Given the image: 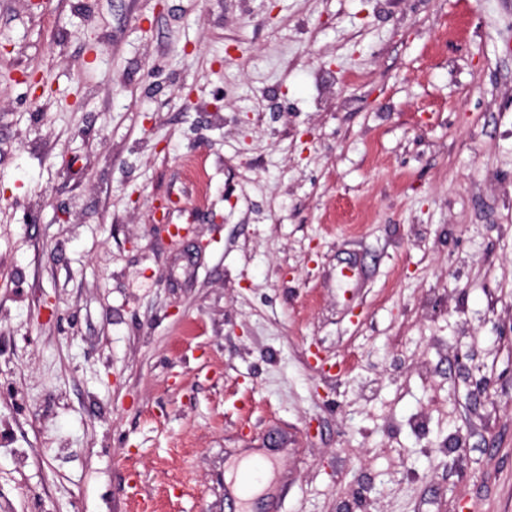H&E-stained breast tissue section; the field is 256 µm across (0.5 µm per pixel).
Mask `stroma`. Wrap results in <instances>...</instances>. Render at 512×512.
Masks as SVG:
<instances>
[{"label":"stroma","mask_w":512,"mask_h":512,"mask_svg":"<svg viewBox=\"0 0 512 512\" xmlns=\"http://www.w3.org/2000/svg\"><path fill=\"white\" fill-rule=\"evenodd\" d=\"M261 447L251 512H512V0H0V512Z\"/></svg>","instance_id":"35a3bbf8"}]
</instances>
